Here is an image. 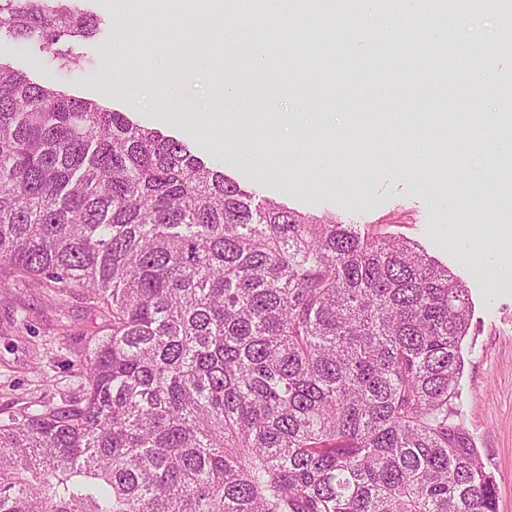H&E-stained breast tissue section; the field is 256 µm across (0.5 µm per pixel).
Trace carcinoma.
Returning <instances> with one entry per match:
<instances>
[{"mask_svg":"<svg viewBox=\"0 0 512 512\" xmlns=\"http://www.w3.org/2000/svg\"><path fill=\"white\" fill-rule=\"evenodd\" d=\"M86 0H0L66 44ZM101 316L79 389L0 418V512H497L467 446L466 289L0 61V269Z\"/></svg>","mask_w":512,"mask_h":512,"instance_id":"carcinoma-1","label":"carcinoma"}]
</instances>
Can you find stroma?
I'll return each mask as SVG.
<instances>
[{
    "label": "stroma",
    "mask_w": 512,
    "mask_h": 512,
    "mask_svg": "<svg viewBox=\"0 0 512 512\" xmlns=\"http://www.w3.org/2000/svg\"><path fill=\"white\" fill-rule=\"evenodd\" d=\"M92 9L105 20L99 34L69 45L85 69L62 73L39 41L6 36L0 60L34 83L177 137L251 192L253 203L271 198L362 233L409 241L461 280L471 317L462 342L459 424L496 478L497 512H512V181L498 157L473 146L496 139V114L512 110L501 92L512 83V54L497 51L512 40V11L483 0L478 12H467L451 39L463 50L480 47L484 66L419 88L409 73L420 65L418 42L431 37L427 8L414 11L415 46L383 36L364 16L360 33L336 30L333 54L311 69L303 59L310 41L323 38L322 22L284 36L250 17L229 43L223 12L188 13L182 28L166 32L172 53L161 72L139 64L131 44L138 15L115 13L104 0ZM254 38L276 64L282 96L274 109L242 107L214 80L231 62L252 69L241 48ZM110 70L137 78L113 85ZM433 103L479 116L480 124L450 139L438 125H410L412 111ZM173 112L179 120H170ZM255 152L263 168L251 161ZM98 321L78 288L0 284V417L77 391L83 332Z\"/></svg>",
    "instance_id": "stroma-1"
}]
</instances>
